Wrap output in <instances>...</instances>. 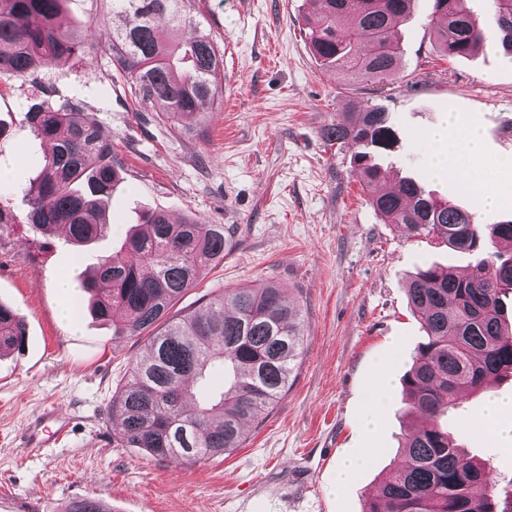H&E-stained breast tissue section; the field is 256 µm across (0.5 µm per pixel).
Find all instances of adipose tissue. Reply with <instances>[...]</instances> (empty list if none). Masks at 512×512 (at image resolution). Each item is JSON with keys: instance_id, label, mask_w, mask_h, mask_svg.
Listing matches in <instances>:
<instances>
[{"instance_id": "ef3b65f1", "label": "adipose tissue", "mask_w": 512, "mask_h": 512, "mask_svg": "<svg viewBox=\"0 0 512 512\" xmlns=\"http://www.w3.org/2000/svg\"><path fill=\"white\" fill-rule=\"evenodd\" d=\"M447 135L448 130L443 127L430 132L428 136L429 146L434 155V172L440 176L462 171L471 176L483 174L485 182L480 193L486 203H495L496 196L492 189L495 173L483 156L482 139L478 127L466 126L458 138L456 148L451 150L446 147Z\"/></svg>"}]
</instances>
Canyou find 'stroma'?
Masks as SVG:
<instances>
[{"label":"stroma","instance_id":"obj_1","mask_svg":"<svg viewBox=\"0 0 512 512\" xmlns=\"http://www.w3.org/2000/svg\"><path fill=\"white\" fill-rule=\"evenodd\" d=\"M190 9L224 58L222 98L201 132L138 119V103L98 50L31 76L0 74V302L26 325L22 350L0 356V512H65L93 499L108 512H362L398 461L407 413L401 382L425 333L408 305L409 277L427 264L464 271L476 258L382 223L352 164L354 150L326 139L352 105L388 112L395 146L377 154L389 178H411L433 196L473 213L480 224L512 220V58L497 41L446 59L435 47L432 0H413L394 30L401 65L384 88L326 70L304 34L309 0H191ZM81 102L123 167L106 203L111 224L78 248L63 233L26 222L24 190L48 146L25 119L33 104ZM456 119L473 123L498 166L495 207L435 177L428 145L412 141ZM145 210L226 228L224 261L178 302L195 310L231 288L280 286L301 308L303 344L287 394L262 423L246 428L232 454L178 463L112 439L107 409L142 336H116L80 295L81 328L60 322L56 279L83 282L118 251ZM384 386L379 410L369 391ZM486 394L461 397L447 416L461 448L486 463L495 488L512 480V438L483 426ZM67 411L71 434L55 447H23L21 434L46 405ZM374 416V430L362 422ZM364 456L350 483L333 491L340 461Z\"/></svg>","mask_w":512,"mask_h":512}]
</instances>
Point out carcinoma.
Wrapping results in <instances>:
<instances>
[{
    "label": "carcinoma",
    "instance_id": "obj_1",
    "mask_svg": "<svg viewBox=\"0 0 512 512\" xmlns=\"http://www.w3.org/2000/svg\"><path fill=\"white\" fill-rule=\"evenodd\" d=\"M62 0H0V73L34 74L68 63L78 52L105 48L112 66L140 104L163 106L168 122L186 134V121L219 101L223 66L189 0H107L106 30L76 34L61 21ZM411 0H310V48L321 64L349 80L382 86L399 68L392 34ZM463 0H433L435 45L450 58L472 54L496 39L512 54L504 29H512V0H489L488 21L478 24ZM196 29L188 41L179 37ZM26 120L52 144L42 171L25 190L27 223L44 234L64 227L81 247L102 236L110 220L104 199L120 180L112 141L76 102L37 104ZM331 142L355 148L353 162L375 214L409 237L430 236L449 249L480 253L512 241V221L487 230L472 213L448 200L417 196L410 186L396 194L373 152L396 143L388 113L373 105L344 113L326 132ZM224 225L194 217L177 223L147 212L140 230L119 251L101 259L83 285L89 305L112 323L114 336H140L153 327L148 355L133 363L112 398V432L124 448L196 462L229 455L244 442V424L262 421L287 392L303 334L301 309L273 283L234 288L210 305L220 315L171 313L175 303L210 269L224 262ZM512 293V255L496 251L460 274L432 264L407 288L425 341L403 378L404 401L422 419L402 445L403 460L367 500L363 512H512V497L489 490L483 461L459 448L440 423L465 393L512 377V326L502 318V297ZM25 342L23 318L0 303V355ZM230 374L220 396L195 402L192 383L215 364ZM67 512H107L94 500L72 502Z\"/></svg>",
    "mask_w": 512,
    "mask_h": 512
}]
</instances>
